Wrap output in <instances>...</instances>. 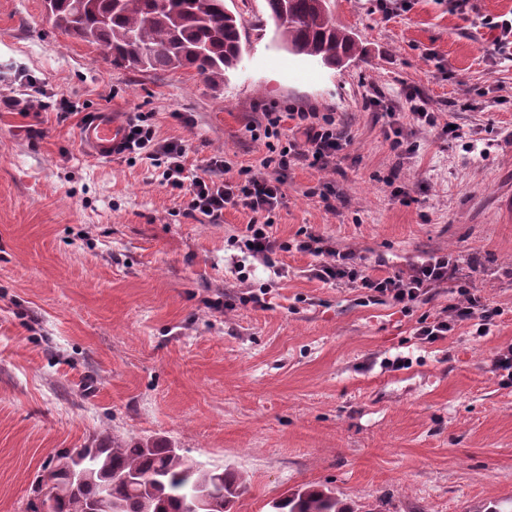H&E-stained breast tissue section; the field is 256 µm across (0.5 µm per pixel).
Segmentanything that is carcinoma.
Masks as SVG:
<instances>
[{
	"instance_id": "1",
	"label": "carcinoma",
	"mask_w": 512,
	"mask_h": 512,
	"mask_svg": "<svg viewBox=\"0 0 512 512\" xmlns=\"http://www.w3.org/2000/svg\"><path fill=\"white\" fill-rule=\"evenodd\" d=\"M54 25L100 47L112 64L139 71L191 69L215 88L224 85L241 49V23L224 0H45ZM276 35L297 55L328 65L358 51L352 33L335 24L330 0H266ZM134 474L139 481L112 484L121 512H195L190 490L206 485L217 512H233L248 490L247 477L184 453L162 437L105 433L83 448H68L38 472L32 492L46 512H94L100 481ZM271 512H355L328 487L305 485L270 502Z\"/></svg>"
}]
</instances>
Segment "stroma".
Here are the masks:
<instances>
[{
  "instance_id": "stroma-1",
  "label": "stroma",
  "mask_w": 512,
  "mask_h": 512,
  "mask_svg": "<svg viewBox=\"0 0 512 512\" xmlns=\"http://www.w3.org/2000/svg\"><path fill=\"white\" fill-rule=\"evenodd\" d=\"M472 4L469 18L448 0L386 17L373 0H332L359 52L327 66L282 46L266 0H226L243 53L214 88L191 70L112 66L57 29L44 0H0V98L49 104L0 109V512H31L44 461L105 431L160 435L240 470L249 488L236 512H269L308 484L357 510L512 504V384L494 366L512 344V219L499 209L512 198V62L476 19L512 12V0ZM410 89L436 125L413 119ZM376 92L394 117L368 106ZM63 102L78 108L64 121ZM272 107L334 113L351 138L335 170L289 168L273 237L315 231L377 276L458 254L461 275L501 311L490 335L468 322L420 343L418 321L453 302L451 289L404 312L312 278L313 257L296 251L277 254L282 276L255 264L238 280L232 241L251 211L212 221L149 161L94 159L79 139L88 113L140 114L158 141L185 146L191 172L220 156L257 173L266 148L248 126ZM449 122L457 136L443 134ZM392 125L413 153L391 151Z\"/></svg>"
}]
</instances>
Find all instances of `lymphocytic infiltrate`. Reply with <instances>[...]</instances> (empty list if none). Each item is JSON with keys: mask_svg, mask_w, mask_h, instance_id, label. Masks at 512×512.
I'll list each match as a JSON object with an SVG mask.
<instances>
[{"mask_svg": "<svg viewBox=\"0 0 512 512\" xmlns=\"http://www.w3.org/2000/svg\"><path fill=\"white\" fill-rule=\"evenodd\" d=\"M295 122L296 139L282 141L283 119ZM253 138L263 139L267 153L262 160L264 174L245 171L232 177L224 159L215 158L207 165L204 176H187L183 164L182 144L158 142L145 117L128 122L126 150L149 160L158 168L161 183L173 192H189L191 210L220 220L226 208L242 207L262 218L261 223L246 227L242 246L254 260L271 265L272 254L297 251L314 257L310 270L313 278L325 283L346 284L363 291L367 300L390 303L409 310L429 290L454 284L457 296L446 310L434 319H420L416 338L424 344L443 340L461 323L474 321L480 329H489L496 315L469 283L458 277L459 260L453 253L441 252L412 264L408 270L386 276L370 275L362 256L350 248L337 247L330 239L315 232H304L296 242H282L272 236L270 216L284 197L285 176L291 164L307 162L309 167L325 171L335 167L339 155L350 143L346 132L339 128L332 114L296 110L282 115L268 110L263 120L251 126Z\"/></svg>", "mask_w": 512, "mask_h": 512, "instance_id": "obj_1", "label": "lymphocytic infiltrate"}]
</instances>
